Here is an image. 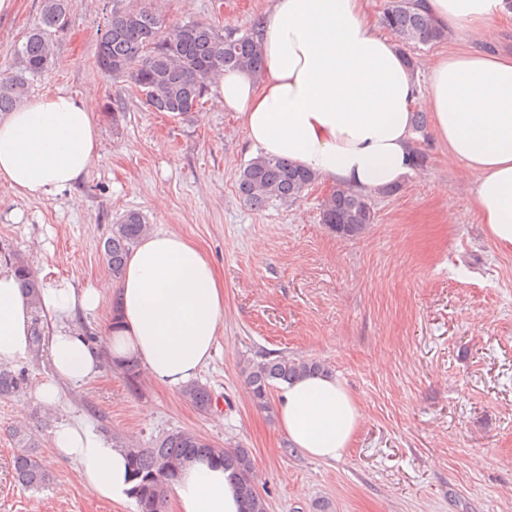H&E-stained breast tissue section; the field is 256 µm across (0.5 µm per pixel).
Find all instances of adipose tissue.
I'll return each instance as SVG.
<instances>
[{
	"label": "adipose tissue",
	"mask_w": 512,
	"mask_h": 512,
	"mask_svg": "<svg viewBox=\"0 0 512 512\" xmlns=\"http://www.w3.org/2000/svg\"><path fill=\"white\" fill-rule=\"evenodd\" d=\"M442 26L479 33L512 17V0H419ZM264 68L223 73L214 96L239 113L259 154L310 170L319 179L371 196L398 185L413 169V107L433 119L448 158L473 177L479 217L503 250H512V55L475 49L437 57L426 82L381 35L365 0H272L259 26ZM98 125L90 98L40 96L0 117V182L25 198L52 195L81 182L98 160ZM116 324L99 345L73 330L74 312L99 308V289L71 285L23 290L14 271L0 268V364L31 354L33 312L57 327L50 337L54 379L37 399L53 407L58 380L82 382L105 359L130 361L157 384L180 387L217 349L224 282L194 244L155 231L132 248L112 287ZM280 431L304 454L341 459L360 424L356 401L335 377L314 373L280 386ZM58 458L74 462L85 488L113 502L131 483L123 449L80 417L52 431ZM177 512H239L230 471L206 459L187 464L173 482Z\"/></svg>",
	"instance_id": "adipose-tissue-1"
}]
</instances>
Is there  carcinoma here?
I'll use <instances>...</instances> for the list:
<instances>
[{
	"instance_id": "1",
	"label": "carcinoma",
	"mask_w": 512,
	"mask_h": 512,
	"mask_svg": "<svg viewBox=\"0 0 512 512\" xmlns=\"http://www.w3.org/2000/svg\"><path fill=\"white\" fill-rule=\"evenodd\" d=\"M66 8L67 0H44L38 23L17 50L20 68L0 71V112L15 110L26 98L30 80L53 66L52 36L64 29ZM381 24L400 38L405 63L411 69L414 60L407 47L447 38V30L420 11L415 0H388ZM102 63L112 65L108 75L134 84L144 95L146 106L180 117L200 102L206 81L227 70L258 75L263 56L253 31L234 37L198 21L168 28L153 9L152 0L132 5L112 0V12L98 44L97 64ZM315 180L312 172L286 160L258 155L240 169L237 182L242 198L259 209L273 200H299ZM320 221L339 236L356 237L373 223L374 211L366 196L338 188L324 202ZM149 231L146 218L135 211L112 225L103 253L114 279L121 278L130 250ZM15 270L25 289L37 294L40 283L31 270L23 264L16 265ZM324 369L318 361L281 356L249 365L245 374L253 400L265 407L274 383ZM22 384L20 375L0 366V396L18 392ZM182 396L202 413L212 407V392L202 383L185 385ZM117 443L126 450L133 482L130 496L138 512H165L166 491L177 469L196 457L212 458L233 470L242 512H267L265 499L256 491L253 459L245 448H220L195 432L178 429L165 433L147 448L120 439ZM18 444L23 447L13 459L18 484L32 489L48 485L53 475L38 459L29 434L18 432Z\"/></svg>"
}]
</instances>
